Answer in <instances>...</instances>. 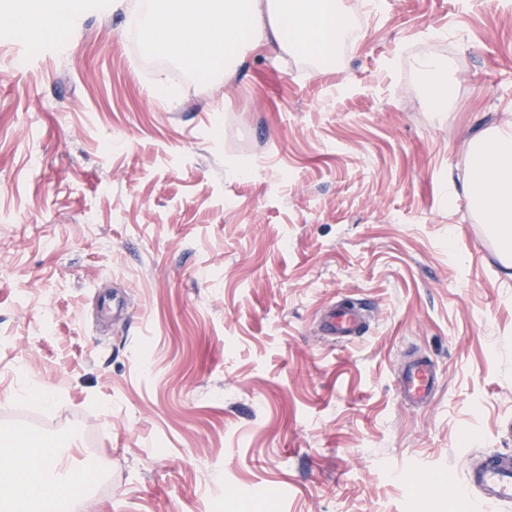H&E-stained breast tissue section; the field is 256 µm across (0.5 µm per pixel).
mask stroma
Here are the masks:
<instances>
[{
	"instance_id": "35a3bbf8",
	"label": "stroma",
	"mask_w": 512,
	"mask_h": 512,
	"mask_svg": "<svg viewBox=\"0 0 512 512\" xmlns=\"http://www.w3.org/2000/svg\"><path fill=\"white\" fill-rule=\"evenodd\" d=\"M345 3L331 70L155 68L118 2L27 68L0 42V425L105 472L82 512H452L468 464L512 455V276L448 196L471 134L512 121V0ZM340 302L371 308L351 343L315 332ZM418 354L442 371L411 408ZM420 75L427 102L433 108L450 107L454 102V82L443 63L431 57L420 61ZM439 377V367L431 357H410L397 372V393L407 405H426L436 394Z\"/></svg>"
}]
</instances>
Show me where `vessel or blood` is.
Returning <instances> with one entry per match:
<instances>
[{
	"mask_svg": "<svg viewBox=\"0 0 512 512\" xmlns=\"http://www.w3.org/2000/svg\"><path fill=\"white\" fill-rule=\"evenodd\" d=\"M322 335L350 341L363 336L366 320L363 310L331 306L319 320ZM440 371L428 356L408 358L396 375V390L407 405L422 406L434 398ZM466 485L476 494L482 512H499L512 505V459L495 453H485L480 462L466 470Z\"/></svg>",
	"mask_w": 512,
	"mask_h": 512,
	"instance_id": "obj_1",
	"label": "vessel or blood"
}]
</instances>
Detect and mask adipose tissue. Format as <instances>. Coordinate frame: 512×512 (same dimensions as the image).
Wrapping results in <instances>:
<instances>
[{"mask_svg": "<svg viewBox=\"0 0 512 512\" xmlns=\"http://www.w3.org/2000/svg\"><path fill=\"white\" fill-rule=\"evenodd\" d=\"M128 18L144 41L193 70L232 72L248 51L264 48L316 60H329L345 36L349 13L344 0H182L161 10L158 0H132ZM427 102L433 108L454 102V82L443 63L422 58L419 67ZM501 241L502 261L512 269V122L484 130L469 141V172L462 188ZM0 505L7 512H54L45 495L53 484L59 495L83 490L65 470L57 444L25 436L0 444Z\"/></svg>", "mask_w": 512, "mask_h": 512, "instance_id": "adipose-tissue-1", "label": "adipose tissue"}]
</instances>
